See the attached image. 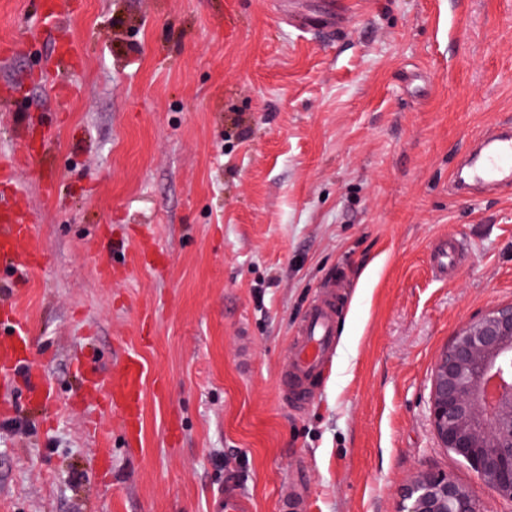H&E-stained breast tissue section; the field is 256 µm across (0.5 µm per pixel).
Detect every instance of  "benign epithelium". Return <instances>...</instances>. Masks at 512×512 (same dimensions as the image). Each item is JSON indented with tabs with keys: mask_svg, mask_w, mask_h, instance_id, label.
<instances>
[{
	"mask_svg": "<svg viewBox=\"0 0 512 512\" xmlns=\"http://www.w3.org/2000/svg\"><path fill=\"white\" fill-rule=\"evenodd\" d=\"M430 419L441 447L512 503V304L462 325L439 355ZM400 512H483L476 489L421 472L401 488Z\"/></svg>",
	"mask_w": 512,
	"mask_h": 512,
	"instance_id": "7a95c632",
	"label": "benign epithelium"
}]
</instances>
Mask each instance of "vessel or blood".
I'll return each instance as SVG.
<instances>
[{
    "label": "vessel or blood",
    "mask_w": 512,
    "mask_h": 512,
    "mask_svg": "<svg viewBox=\"0 0 512 512\" xmlns=\"http://www.w3.org/2000/svg\"><path fill=\"white\" fill-rule=\"evenodd\" d=\"M50 155L46 148L37 157L28 153L15 157L10 165L0 166V180L9 181L16 166H45ZM468 180L490 190L512 182V132L494 129L482 136L480 149L468 166ZM34 237L29 210L6 202L0 204V264L29 275L41 262L32 248ZM460 249V239L452 234L435 241L432 261L436 276L444 280L456 277ZM340 286V281L333 278L323 284L300 322L298 340L288 352L282 371L287 386L283 399L293 407L301 408L309 402L316 379L325 373L336 350ZM6 328L7 335L0 336V381L22 370L29 382H38L39 371L30 366L27 358L29 336L23 320L11 316ZM143 378L142 362L130 354L105 381L107 405L122 415L130 438L137 431Z\"/></svg>",
    "instance_id": "b4317fda"
}]
</instances>
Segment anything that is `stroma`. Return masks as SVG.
I'll list each match as a JSON object with an SVG mask.
<instances>
[{"label": "stroma", "instance_id": "35a3bbf8", "mask_svg": "<svg viewBox=\"0 0 512 512\" xmlns=\"http://www.w3.org/2000/svg\"><path fill=\"white\" fill-rule=\"evenodd\" d=\"M0 0V155L46 168L0 184L36 216L43 267L0 270L32 332L0 387V512H399L429 470L512 512L430 420L455 332L512 304V186L464 193L477 135L512 126V0ZM70 83L66 99L46 73ZM467 250L452 281L433 242ZM111 267L112 280L101 278ZM343 272L336 352L304 408L284 359ZM146 367L140 438L86 394L127 354ZM51 147H52V135H48L46 137L43 151L39 157H34L29 153H22L18 157H14L9 161L7 166L0 165V180L2 182H8L12 177V170L15 166H28L36 164L39 167H43L46 165L50 155H51ZM461 246V240L453 234L444 235L435 241L432 261L436 276L444 280L456 277L459 272L457 255Z\"/></svg>", "mask_w": 512, "mask_h": 512}]
</instances>
